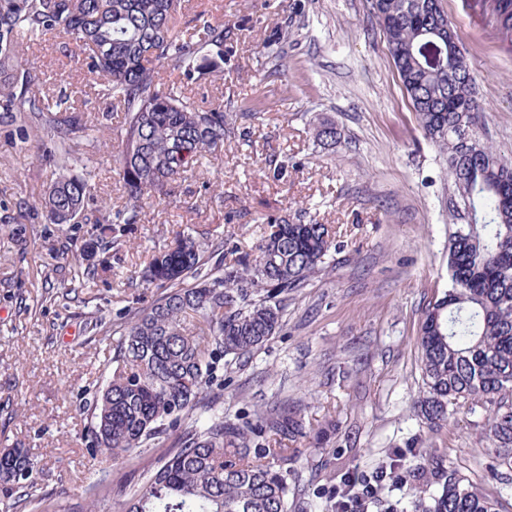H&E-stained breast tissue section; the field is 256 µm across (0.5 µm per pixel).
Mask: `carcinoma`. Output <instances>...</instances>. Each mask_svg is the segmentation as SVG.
I'll return each mask as SVG.
<instances>
[{"instance_id": "obj_1", "label": "carcinoma", "mask_w": 512, "mask_h": 512, "mask_svg": "<svg viewBox=\"0 0 512 512\" xmlns=\"http://www.w3.org/2000/svg\"><path fill=\"white\" fill-rule=\"evenodd\" d=\"M427 0H370L387 50L424 137L439 150L448 175V288L421 308L416 341L422 390L414 403L428 431L447 426L459 412L483 419L491 443L492 475L512 470V201L499 193L512 181L481 133L484 109L464 54L431 42L442 14ZM500 34L512 36V0H480ZM178 0H0V115L50 133L61 174L43 193L50 224H88L89 242L64 263L82 267L98 251L121 244L106 207L87 211L96 186L77 172L80 142L93 119L73 96L49 101L40 91L45 73L37 55L20 51L25 37H66L71 57L86 69V86L122 107L120 176L126 193L124 223L140 219L143 200L170 196L176 179L224 141L248 133L221 107H196L190 82L222 77L224 27L203 22L177 26ZM314 137L335 144L334 122ZM206 242L187 235L152 256L140 272L167 292L132 311L119 327L112 370L93 400L90 453L117 463L172 430L175 447L126 502V512H294L290 480L310 437L301 404L257 406L224 418L221 393L202 402L218 382L220 361H242L283 327L288 292L332 267L340 250L328 224L301 219L272 225L258 255L205 266ZM459 252L473 259V284L454 275ZM207 331L190 336L189 316ZM40 461L24 448L0 458L6 496L0 512L41 505L35 474ZM409 490L410 512H509L500 492L476 486L453 462L425 456L414 465L394 454L371 472L346 475L330 491L331 512H402L401 502L379 496L385 484ZM85 505L57 512H108L112 484L89 486Z\"/></svg>"}]
</instances>
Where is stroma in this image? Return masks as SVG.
Returning <instances> with one entry per match:
<instances>
[{
	"instance_id": "stroma-1",
	"label": "stroma",
	"mask_w": 512,
	"mask_h": 512,
	"mask_svg": "<svg viewBox=\"0 0 512 512\" xmlns=\"http://www.w3.org/2000/svg\"><path fill=\"white\" fill-rule=\"evenodd\" d=\"M477 79L487 137L512 161V42L489 24L477 0H442ZM223 26L224 77L190 84L203 109L249 112V141L225 142L206 156L176 195L154 201L124 227L119 247L100 254L95 275L59 268L57 254L81 247L84 224L44 223L35 204L56 178L38 153L44 132L0 120V448H24L41 461L48 503L84 501L97 480L119 482L112 512L158 465L162 444L123 464L98 463L89 450V404L112 367L114 348L89 326H120L131 309L161 296L134 279L154 251L179 235L210 228L211 258L256 255L270 224L302 216L336 227L344 249L332 272L291 292L283 329L242 364L224 368V414L299 402L305 419L336 430L297 465L295 512H322L331 480L371 471L406 450L423 429L413 414L421 389L416 338L420 310L448 277V177L418 128L368 0H180L178 26L199 10ZM284 42L283 67L267 56ZM45 63L46 95L78 86L79 66L60 42L22 43ZM98 128L80 151L100 197L113 210L125 195L113 170L117 112L93 93L80 96ZM335 121L340 141L314 137ZM283 161L281 171L269 159ZM461 413L431 435V451L512 503V483L488 469V443Z\"/></svg>"
}]
</instances>
